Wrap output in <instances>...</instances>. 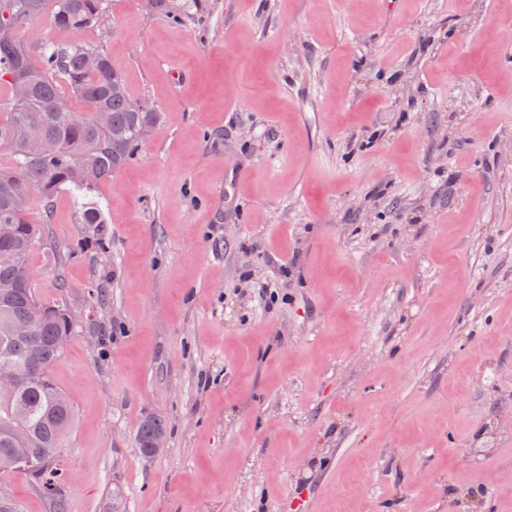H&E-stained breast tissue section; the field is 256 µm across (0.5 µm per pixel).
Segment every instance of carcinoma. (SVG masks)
I'll use <instances>...</instances> for the list:
<instances>
[{"label": "carcinoma", "mask_w": 512, "mask_h": 512, "mask_svg": "<svg viewBox=\"0 0 512 512\" xmlns=\"http://www.w3.org/2000/svg\"><path fill=\"white\" fill-rule=\"evenodd\" d=\"M104 14L105 0H0V81L10 87L8 75L22 72L30 86L26 99L10 97L8 111L0 113V150L10 155L9 163L0 164V367L8 363L27 373L13 392L0 393V456L29 449L32 465L24 473L53 512H67L62 488L68 475L56 457L74 412L52 368L63 355L60 343L71 340L78 326L66 307L64 280L57 282L60 296L53 302L42 300L31 280L36 244L52 254L57 246L30 221V209L37 202L50 215L62 190L94 195L133 159L159 113L147 102L130 108L117 92L124 79L104 49L43 36L24 40L16 31L46 17L54 28L79 32L101 23ZM89 53L98 55L95 68L85 64ZM72 97L87 111H73ZM20 322L31 324L33 334H12L11 326ZM163 431L162 419L142 420L141 453Z\"/></svg>", "instance_id": "carcinoma-1"}]
</instances>
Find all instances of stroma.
Segmentation results:
<instances>
[{"instance_id": "1", "label": "stroma", "mask_w": 512, "mask_h": 512, "mask_svg": "<svg viewBox=\"0 0 512 512\" xmlns=\"http://www.w3.org/2000/svg\"><path fill=\"white\" fill-rule=\"evenodd\" d=\"M36 30L160 113L102 225L66 191L30 214L79 326L68 512H512V0H107ZM0 493L52 512L27 474ZM161 432L165 433V423L161 418L149 416L142 420L138 429V443L144 457L149 458L146 451L151 437ZM165 448V434H156L150 445V457L158 456Z\"/></svg>"}]
</instances>
